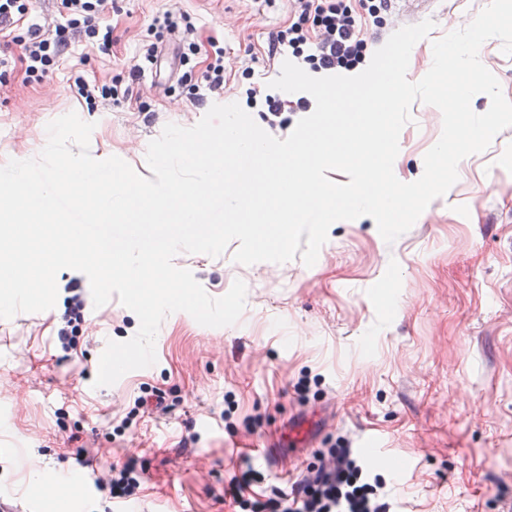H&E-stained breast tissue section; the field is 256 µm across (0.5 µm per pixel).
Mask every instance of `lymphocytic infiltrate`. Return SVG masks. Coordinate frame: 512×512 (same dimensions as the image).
<instances>
[{
    "instance_id": "f902f5d3",
    "label": "lymphocytic infiltrate",
    "mask_w": 512,
    "mask_h": 512,
    "mask_svg": "<svg viewBox=\"0 0 512 512\" xmlns=\"http://www.w3.org/2000/svg\"><path fill=\"white\" fill-rule=\"evenodd\" d=\"M109 0H59L63 19L54 36L42 35L39 26L18 33L22 18L31 10V0H0V38L10 39L21 49L26 70L37 79L51 77L69 46L70 33L84 35L101 52L112 46V30L101 23ZM295 19L279 30L268 45L269 56L292 54L318 71H351L366 58L368 41L364 29L369 20L388 13L390 0H292ZM195 26L188 14H164L155 18L142 45V57L154 61L166 37L180 33L189 40ZM107 448L80 447L77 459L95 466L94 486L116 503L137 498L141 480L133 464L101 466L110 456ZM263 483L256 497H246L251 484ZM224 495L241 512H393V497L381 475L373 474L358 449L348 441L316 454V461L300 479L284 486L264 483L262 475L246 469L232 476Z\"/></svg>"
}]
</instances>
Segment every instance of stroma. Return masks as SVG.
<instances>
[{
  "label": "stroma",
  "instance_id": "35a3bbf8",
  "mask_svg": "<svg viewBox=\"0 0 512 512\" xmlns=\"http://www.w3.org/2000/svg\"><path fill=\"white\" fill-rule=\"evenodd\" d=\"M489 0H407L392 4L368 36L385 43L401 27L430 19L429 37L410 54L407 77L430 69L433 40L465 27ZM291 0H112L106 16L112 49L102 53L73 40L52 81L28 78L14 66L0 79V164L37 157L47 124L76 112L94 123L89 152L117 156L149 176L146 152L164 126L195 125L213 104L244 105L270 127L249 87L266 89L283 56L268 58L271 36L294 19ZM188 13L197 31L187 63L167 48L157 66L141 65L142 35L164 12ZM224 49V89L199 102L177 82L200 77ZM252 68V79L241 72ZM132 87L131 100L94 104L75 98L76 77ZM399 136L397 178L417 180L424 156L442 132L436 107L414 102ZM237 243L213 258L179 253L215 298L234 280L247 286L239 321L211 328L175 314L155 341L157 361L128 372L114 385L94 387L107 341H124L139 319L118 298L90 306L88 278L57 275L53 309L0 319V376L13 379L0 394V492L40 512H106L93 482L59 500L25 488L21 454L44 462L45 472L78 468L88 440L111 448V461L133 463L144 486L139 512H234L224 482L251 467L266 480L289 483L306 473L317 449L361 434H378L393 460L380 467L396 495V512H499L512 498V127L472 155L457 182L434 199L412 228L386 243L372 218L334 223L313 266L234 262ZM86 299L84 334L74 350L56 344L68 297ZM305 391H298V384ZM164 393L172 409L120 423L141 387ZM317 425L312 447L298 450L291 469H270L247 444L284 438L294 417Z\"/></svg>",
  "mask_w": 512,
  "mask_h": 512
}]
</instances>
